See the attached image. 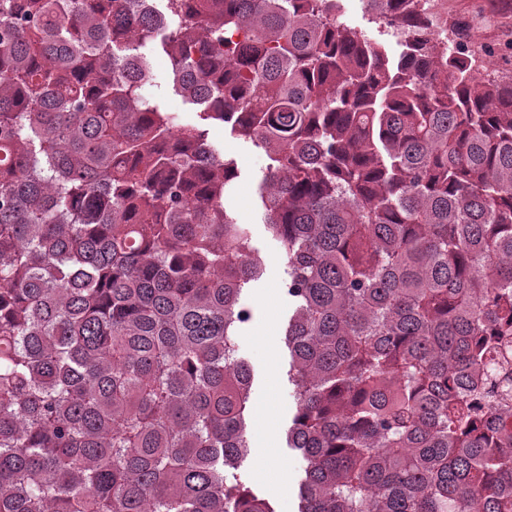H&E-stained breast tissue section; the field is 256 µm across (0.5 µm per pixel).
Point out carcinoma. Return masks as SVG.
Instances as JSON below:
<instances>
[{"mask_svg": "<svg viewBox=\"0 0 512 512\" xmlns=\"http://www.w3.org/2000/svg\"><path fill=\"white\" fill-rule=\"evenodd\" d=\"M338 3L0 0V512H275L213 123L268 159L298 512H512V82L426 0H367L398 55ZM147 63L154 74L153 83L147 87L148 93L160 97L168 112L177 114L181 123L195 121L196 112H200V109L174 94L169 77L171 67L167 55L156 50L148 54Z\"/></svg>", "mask_w": 512, "mask_h": 512, "instance_id": "1", "label": "carcinoma"}]
</instances>
